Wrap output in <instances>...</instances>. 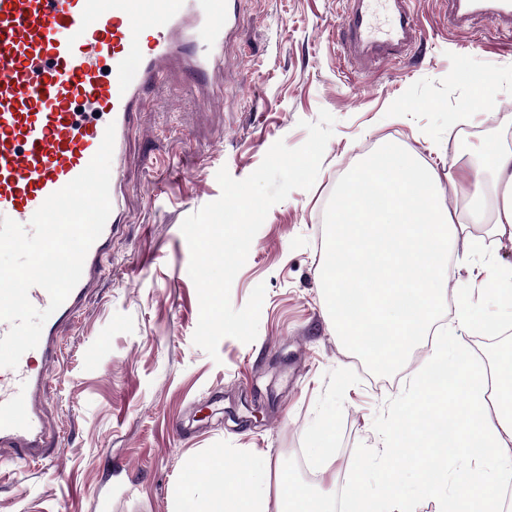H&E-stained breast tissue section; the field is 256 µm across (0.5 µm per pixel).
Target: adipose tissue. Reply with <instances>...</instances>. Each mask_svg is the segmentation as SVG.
<instances>
[{"label": "adipose tissue", "mask_w": 512, "mask_h": 512, "mask_svg": "<svg viewBox=\"0 0 512 512\" xmlns=\"http://www.w3.org/2000/svg\"><path fill=\"white\" fill-rule=\"evenodd\" d=\"M471 179L457 183L463 211L448 209L438 174L414 155L386 146L345 179L333 217L330 257L323 266L337 338L364 353L378 370L401 362L433 322L449 248L469 245L467 224H488L512 236V148L487 142L459 157ZM205 498H186L182 512H268L269 471L243 470L220 458L194 462Z\"/></svg>", "instance_id": "adipose-tissue-1"}]
</instances>
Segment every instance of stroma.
<instances>
[{"instance_id": "obj_1", "label": "stroma", "mask_w": 512, "mask_h": 512, "mask_svg": "<svg viewBox=\"0 0 512 512\" xmlns=\"http://www.w3.org/2000/svg\"><path fill=\"white\" fill-rule=\"evenodd\" d=\"M343 7L244 0L223 99L201 109L178 68L147 89L128 145L125 224L48 373L44 403L62 435L41 464L0 481V512H179L187 489L207 491L191 462L211 456L269 462L276 512L286 459L308 484L338 491L356 446L382 447L374 418L426 354H409L384 385L337 341L320 276L337 193L369 153L393 145L430 165L449 209L461 210L446 181L468 176L455 159L490 140L512 147V33L482 18L451 29L442 0H414L428 39L404 62L354 70L340 46ZM489 77L494 108H468ZM323 109L335 123L313 188L270 209L232 283L237 309L266 286L257 338H223L210 357L193 342L199 300L181 224L219 198L220 168L246 178L276 141L301 146L304 122ZM450 257L436 322L469 347L477 335L461 326L455 299L465 285L480 291L488 269ZM322 434L328 468L313 453Z\"/></svg>"}]
</instances>
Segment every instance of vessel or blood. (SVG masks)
I'll return each instance as SVG.
<instances>
[{
  "label": "vessel or blood",
  "instance_id": "1",
  "mask_svg": "<svg viewBox=\"0 0 512 512\" xmlns=\"http://www.w3.org/2000/svg\"><path fill=\"white\" fill-rule=\"evenodd\" d=\"M341 46L351 63L403 59L423 37L412 0H346ZM449 27L481 17L512 29V0H445ZM241 0H0V218L22 226L46 198L76 178L115 127L111 214L90 247L80 281L46 321L38 346L0 375V449L10 461L40 459L50 434L45 366L63 327L96 287L101 260L123 223L126 141L143 91L175 61L189 92L218 96L209 77L234 70L224 54ZM206 46L196 51L195 40Z\"/></svg>",
  "mask_w": 512,
  "mask_h": 512
}]
</instances>
